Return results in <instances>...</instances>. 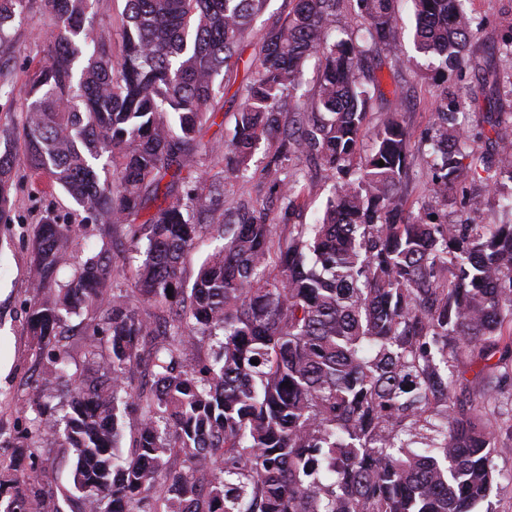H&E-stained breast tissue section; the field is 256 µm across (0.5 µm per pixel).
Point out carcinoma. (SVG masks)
<instances>
[{"label":"carcinoma","instance_id":"obj_1","mask_svg":"<svg viewBox=\"0 0 512 512\" xmlns=\"http://www.w3.org/2000/svg\"><path fill=\"white\" fill-rule=\"evenodd\" d=\"M22 2L0 0V41ZM356 2L359 37L332 38L340 0H294L263 37L224 160L242 176L261 139H280L282 156L265 168L281 209L272 224L263 207H223L197 192L187 169L207 149L216 87L267 0H125L116 61L112 33L85 28L93 0H45L56 32L26 85L22 151L14 134L0 136V215L22 164L121 226L142 260L129 293L107 288L105 248L48 288L77 225L49 217L35 231L46 292L29 305L28 335L64 376L59 329L92 312L93 334L111 347L112 383L80 382L62 416L71 488L59 499L35 472L12 486L5 512H27L29 499L38 512H61V499L71 512H99L104 499L105 512H475L498 484L495 433H512L497 398L512 386V224L406 210L410 133L394 116L354 160L371 101L362 57L374 46L393 69L407 63L394 0ZM465 2L413 0L416 48L440 60V80L473 34ZM313 55L315 111H282ZM477 141L488 144L480 154ZM428 142L442 206L472 174L512 209L511 124L467 129L445 97ZM290 154H314L337 177L314 224L288 223L305 193L280 178ZM192 213L224 244L186 289L182 263L201 232ZM141 304L160 314L141 317ZM206 337L218 340L211 359L184 367L187 347ZM143 355L152 384L134 389L127 373ZM474 366L492 375L480 405L463 396ZM129 403L141 419L118 463V413Z\"/></svg>","mask_w":512,"mask_h":512}]
</instances>
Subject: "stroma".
Masks as SVG:
<instances>
[{"label": "stroma", "instance_id": "1", "mask_svg": "<svg viewBox=\"0 0 512 512\" xmlns=\"http://www.w3.org/2000/svg\"><path fill=\"white\" fill-rule=\"evenodd\" d=\"M292 7L291 0H268L265 10L254 20L240 45L237 68L225 72L224 90L215 97L219 110L214 123L203 128L206 155L194 158L201 178L200 192L212 193L226 205L246 202L262 206L269 195L263 168L276 154L279 143L261 141L245 176L224 173V143L234 133V114L244 101V87L251 64L260 56L263 36ZM466 7L475 18L474 35L463 55L460 69L449 73L446 85L432 78L430 59L414 48L415 16L411 0L396 4V39L408 59L401 71H393L383 50L369 51L363 59L365 71L378 80V88L367 111L366 122L357 144L358 155L370 152L375 133L382 122L397 116L408 127L411 139L407 157L409 178L404 188L406 206L411 211L434 208L428 186L429 131L442 91L459 97V120L471 127H487L489 122H512V57L504 52L512 42V0H468ZM53 28V17L44 0H25L23 12L10 30L0 52L8 60L0 68V130L14 129L25 107L24 85L43 62L41 45ZM283 166L299 177L305 195L290 217L294 224H311L319 217L335 183L321 161L312 156H290ZM17 186L11 204L0 219V475L20 481L31 467L43 471L47 489L69 486L75 456L60 447V430L41 427L36 438V459L20 457L27 442L34 414L33 399L49 401L57 414H64L71 396L68 382L58 379L48 355H40L25 328L26 312L36 291L38 276L32 253V238L45 217L61 224L77 225L78 230L65 244L67 258L79 260L97 253L101 246L110 250L112 287L131 290L135 285L136 263L121 228L86 222L85 213L61 189H49L25 167L16 170ZM480 200L472 208L470 199ZM448 219L454 223L512 224V213L503 211L498 196L489 194L476 179H466L448 194ZM63 343L70 368L85 379H105L109 348L94 345L86 312L71 315L64 326Z\"/></svg>", "mask_w": 512, "mask_h": 512}]
</instances>
